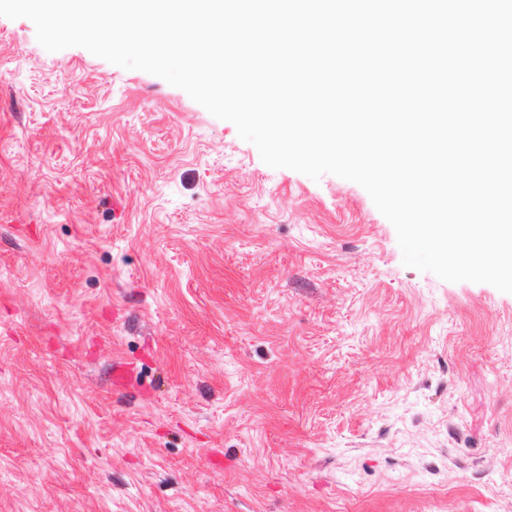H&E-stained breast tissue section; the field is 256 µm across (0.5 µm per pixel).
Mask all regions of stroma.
<instances>
[{
	"label": "stroma",
	"mask_w": 512,
	"mask_h": 512,
	"mask_svg": "<svg viewBox=\"0 0 512 512\" xmlns=\"http://www.w3.org/2000/svg\"><path fill=\"white\" fill-rule=\"evenodd\" d=\"M0 512H512V294L0 16Z\"/></svg>",
	"instance_id": "35a3bbf8"
}]
</instances>
